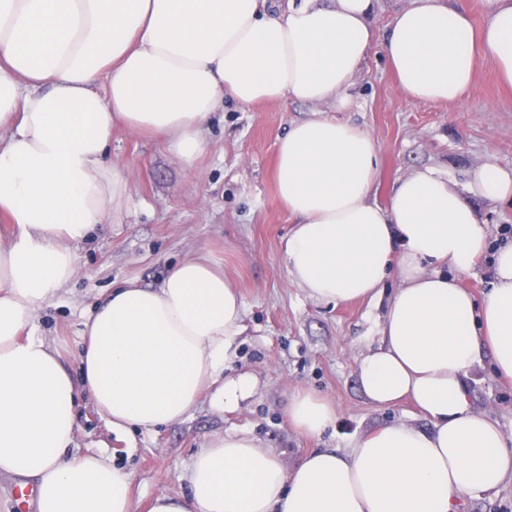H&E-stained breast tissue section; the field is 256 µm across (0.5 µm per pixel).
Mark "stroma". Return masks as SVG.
Returning <instances> with one entry per match:
<instances>
[{
  "mask_svg": "<svg viewBox=\"0 0 512 512\" xmlns=\"http://www.w3.org/2000/svg\"><path fill=\"white\" fill-rule=\"evenodd\" d=\"M407 3L378 0L374 41L346 107L291 99L244 106L225 99L205 134L204 152L189 168L162 142L113 130L106 159L127 175L130 201L74 245L79 271L38 312L36 334L78 371L83 322L112 288L158 286L170 266L205 254L238 285L246 305L247 330L225 372L248 371L259 380L256 395L235 412L221 415L202 401L182 422L127 435L114 432L90 398L81 399L77 445L132 473L133 512H148L156 495L183 494L193 455L217 432H249L289 467L316 448L348 449L385 422L425 425L411 402L372 407L358 383L357 359L376 346L397 279H388L372 304L308 298L284 262L293 219L274 183L279 138L311 118L347 121L371 135L379 155L371 198L381 204L398 179L424 166L448 171L461 185L487 160L512 167V89L500 86L489 65L479 67L472 87L452 105L414 101L400 91L382 43L394 13ZM466 385L472 406L512 436V385L498 380L491 359L474 368ZM302 389L336 406V421L321 436L303 435L288 421V401Z\"/></svg>",
  "mask_w": 512,
  "mask_h": 512,
  "instance_id": "1",
  "label": "stroma"
}]
</instances>
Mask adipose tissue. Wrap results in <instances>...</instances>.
<instances>
[{
	"label": "adipose tissue",
	"mask_w": 512,
	"mask_h": 512,
	"mask_svg": "<svg viewBox=\"0 0 512 512\" xmlns=\"http://www.w3.org/2000/svg\"><path fill=\"white\" fill-rule=\"evenodd\" d=\"M474 29L464 0H409L383 52L405 96L452 104L479 65L512 86V0H486ZM376 0H0V474L30 479L36 512H133L132 475L75 450V411L90 394L113 429L183 421L208 399L233 411L254 375L224 373L246 326L231 280L209 259L171 267L158 287L113 289L83 323L80 378L34 335L40 309L76 274L72 243L122 211L129 180L106 153L114 127L160 140L184 165L225 99L248 106L347 104L373 35ZM369 134L346 121L294 124L277 145L280 202L295 217L284 261L312 300H376L388 278L375 349L359 384L376 408L408 398L428 421L383 424L347 450L318 448L284 468L258 438L211 437L186 494L149 512H459L512 479V438L475 410L466 378L490 355L512 381V246L476 301L447 266L487 249L472 206L512 201V169L488 162L465 187L433 167L371 199ZM336 407L311 390L288 402L292 426L322 434Z\"/></svg>",
	"instance_id": "1"
}]
</instances>
